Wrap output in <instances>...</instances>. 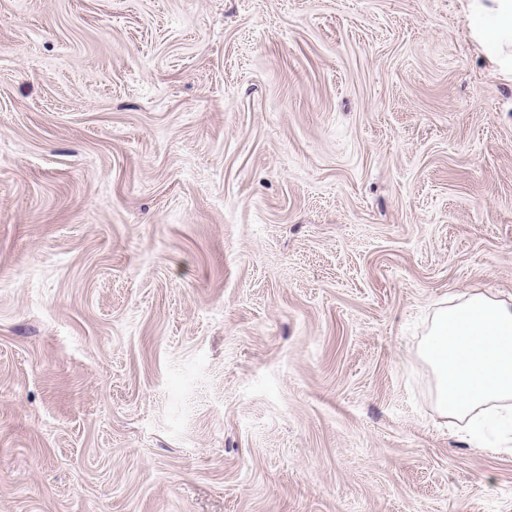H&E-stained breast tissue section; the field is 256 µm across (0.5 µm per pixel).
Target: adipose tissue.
I'll return each mask as SVG.
<instances>
[{
  "label": "adipose tissue",
  "mask_w": 512,
  "mask_h": 512,
  "mask_svg": "<svg viewBox=\"0 0 512 512\" xmlns=\"http://www.w3.org/2000/svg\"><path fill=\"white\" fill-rule=\"evenodd\" d=\"M470 34L486 57L512 75V0H468ZM420 359L434 375V402L445 418L476 435L497 419L512 434V298L482 292L437 305Z\"/></svg>",
  "instance_id": "1"
}]
</instances>
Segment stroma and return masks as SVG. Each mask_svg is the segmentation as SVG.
<instances>
[{
	"mask_svg": "<svg viewBox=\"0 0 512 512\" xmlns=\"http://www.w3.org/2000/svg\"><path fill=\"white\" fill-rule=\"evenodd\" d=\"M474 290L465 0H0V512H512L418 357Z\"/></svg>",
	"mask_w": 512,
	"mask_h": 512,
	"instance_id": "1",
	"label": "stroma"
}]
</instances>
